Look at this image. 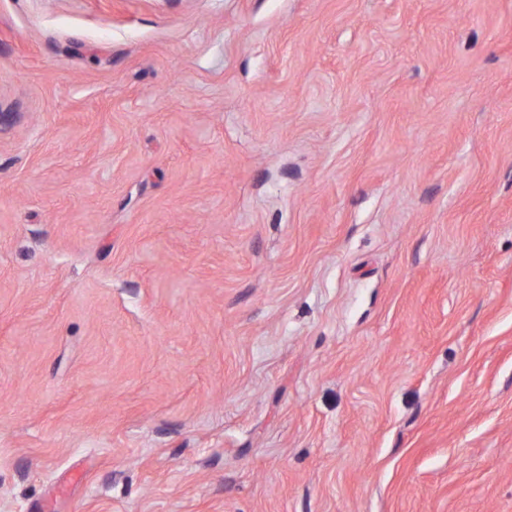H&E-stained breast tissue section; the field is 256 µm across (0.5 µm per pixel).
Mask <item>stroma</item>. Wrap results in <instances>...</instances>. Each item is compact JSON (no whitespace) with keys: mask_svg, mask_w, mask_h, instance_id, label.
<instances>
[{"mask_svg":"<svg viewBox=\"0 0 512 512\" xmlns=\"http://www.w3.org/2000/svg\"><path fill=\"white\" fill-rule=\"evenodd\" d=\"M0 512H512V0H0Z\"/></svg>","mask_w":512,"mask_h":512,"instance_id":"obj_1","label":"stroma"}]
</instances>
